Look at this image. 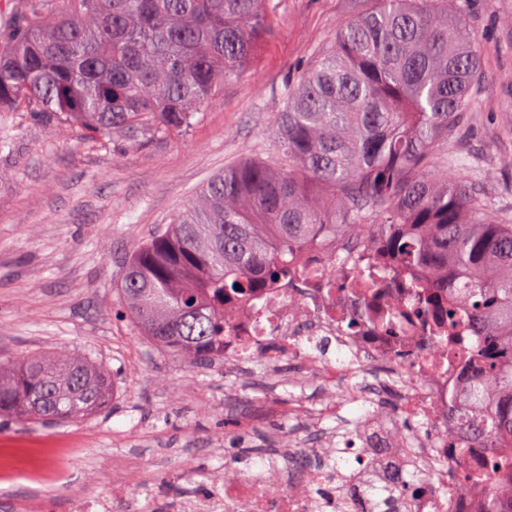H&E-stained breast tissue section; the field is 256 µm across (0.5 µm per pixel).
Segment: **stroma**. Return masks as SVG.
<instances>
[{
  "instance_id": "35a3bbf8",
  "label": "stroma",
  "mask_w": 512,
  "mask_h": 512,
  "mask_svg": "<svg viewBox=\"0 0 512 512\" xmlns=\"http://www.w3.org/2000/svg\"><path fill=\"white\" fill-rule=\"evenodd\" d=\"M374 0H270V29L256 54L184 134L147 145L83 138L72 126L27 112H0V360L92 355L114 392L101 412L67 425L0 414V512L35 503L68 512L72 495L111 490L116 464L130 466L139 506L204 486L254 443L293 428L313 447L334 441L338 419L369 409L355 401L337 417L318 408L336 390L294 365L246 375L221 363L197 368L140 336L120 308L134 251L237 160L266 157L271 124L290 84L337 30ZM484 47L483 82L463 139L450 154L477 172L488 215L512 216V0H449ZM250 428H241L242 419ZM46 473L44 485L30 480ZM187 480L172 483L173 471Z\"/></svg>"
}]
</instances>
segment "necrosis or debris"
Segmentation results:
<instances>
[{
    "label": "necrosis or debris",
    "mask_w": 512,
    "mask_h": 512,
    "mask_svg": "<svg viewBox=\"0 0 512 512\" xmlns=\"http://www.w3.org/2000/svg\"><path fill=\"white\" fill-rule=\"evenodd\" d=\"M288 278L254 288L224 306V359L304 364L333 384L354 368L380 366L396 382L405 414L421 419L419 454L431 465L427 482L408 488L409 512H486L491 483L512 482V441L494 451L458 449L446 428L462 409L456 395L484 373L465 310L455 326L438 323L427 298L426 273L401 263L367 236L329 235L298 250ZM308 449L281 459L276 477L260 483L217 476L198 495L169 498L162 512H313L332 472L305 465ZM496 455V471L487 468Z\"/></svg>",
    "instance_id": "necrosis-or-debris-1"
}]
</instances>
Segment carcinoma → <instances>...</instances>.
<instances>
[{
    "instance_id": "carcinoma-1",
    "label": "carcinoma",
    "mask_w": 512,
    "mask_h": 512,
    "mask_svg": "<svg viewBox=\"0 0 512 512\" xmlns=\"http://www.w3.org/2000/svg\"><path fill=\"white\" fill-rule=\"evenodd\" d=\"M268 0H17L0 48V112H39L98 142L147 144L188 130L236 78L270 27ZM484 46L448 0H376L341 28L287 88L269 158L244 159L132 257L121 284L135 326L203 367L221 355L224 299L288 272V256L327 233L372 234L421 266L436 299L467 306L487 371L471 392L478 421L448 425L467 445L512 438V224L489 218L477 189L448 174V145L466 128ZM112 380L89 356L0 361V412L70 423L110 401ZM359 426L308 456L344 488L366 489L368 512H404V481L378 485L351 467ZM271 478L278 454L251 448ZM408 475L424 480L404 449ZM488 512H512V487L492 484Z\"/></svg>"
}]
</instances>
